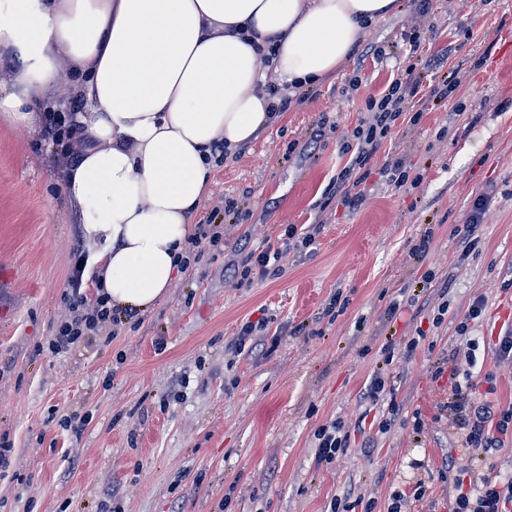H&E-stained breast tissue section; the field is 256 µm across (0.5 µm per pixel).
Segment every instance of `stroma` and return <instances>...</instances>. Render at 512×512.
<instances>
[{
    "label": "stroma",
    "instance_id": "obj_1",
    "mask_svg": "<svg viewBox=\"0 0 512 512\" xmlns=\"http://www.w3.org/2000/svg\"><path fill=\"white\" fill-rule=\"evenodd\" d=\"M411 12L400 0L314 84L316 99L292 104L215 169L197 219L223 198L246 213L223 251L180 272L162 303L116 335L59 354L48 341L66 313L74 263L90 247L53 163L64 144L0 114V270L13 273L0 284V437L13 445L0 469V512H330L346 493L349 512H385L395 488L419 485L425 495L413 512H448L446 455L512 478V441L477 462L454 448L439 418L450 386L435 375L468 322L477 343L472 401L512 404V366L489 349L512 325V0H429L415 51L404 39ZM373 45L388 59L376 60ZM413 57L425 63L424 86L451 71L459 84L419 125L398 123L369 162L366 201L345 206L333 178L350 158L351 131ZM323 115L337 129L319 137ZM293 140L306 151L287 153ZM391 154L422 174L418 188L387 186L380 168ZM483 194L491 204L481 241L465 256L460 232ZM322 211L329 220L315 243L290 250L280 276L246 288L225 279L241 254L280 248L288 225ZM425 236L429 248L415 256ZM478 296L485 310L468 320ZM443 300L448 313L436 327L433 307ZM262 316L263 353L227 355L242 323ZM419 326L427 334L405 354ZM380 372L385 401H360ZM392 402L400 411L379 432ZM417 412L427 423L420 433ZM70 419L83 421L81 432L66 430ZM334 420L349 449L321 464L314 433Z\"/></svg>",
    "mask_w": 512,
    "mask_h": 512
}]
</instances>
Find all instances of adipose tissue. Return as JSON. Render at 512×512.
<instances>
[{
	"label": "adipose tissue",
	"instance_id": "ef3b65f1",
	"mask_svg": "<svg viewBox=\"0 0 512 512\" xmlns=\"http://www.w3.org/2000/svg\"><path fill=\"white\" fill-rule=\"evenodd\" d=\"M395 0H0V111L36 131L39 105L81 99L87 144L64 173L112 307L145 313L175 282L216 144L271 123L262 50L289 94L348 59ZM78 80L64 86L66 73Z\"/></svg>",
	"mask_w": 512,
	"mask_h": 512
}]
</instances>
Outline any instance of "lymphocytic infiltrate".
I'll use <instances>...</instances> for the list:
<instances>
[{
    "mask_svg": "<svg viewBox=\"0 0 512 512\" xmlns=\"http://www.w3.org/2000/svg\"><path fill=\"white\" fill-rule=\"evenodd\" d=\"M456 83V75H447L425 92L415 69L409 68L398 74L378 97L368 100L352 131L355 146L351 157L336 175V191L342 204L358 206L364 202L371 174L368 163L391 137L396 122L406 115L411 123H418L429 104L447 99ZM241 218L233 203H217L210 218L197 224L187 240L190 263H197L205 252L222 249L225 225L239 224ZM283 256L280 249L247 253L227 268V277L240 288L257 279L277 276ZM64 301L69 315L48 342L49 349L56 353L79 345L89 334L119 325L123 318L122 311L108 308L102 299H88L78 275L71 277ZM447 362L452 374L459 378L445 405L449 428L457 431L463 447L471 451L503 447L505 436L512 433V405L496 411L470 401L466 383L472 378L475 363L471 350L454 348ZM448 478L453 490L450 512H512V480L502 482L474 468L453 466L448 469Z\"/></svg>",
    "mask_w": 512,
    "mask_h": 512,
    "instance_id": "f902f5d3",
    "label": "lymphocytic infiltrate"
}]
</instances>
